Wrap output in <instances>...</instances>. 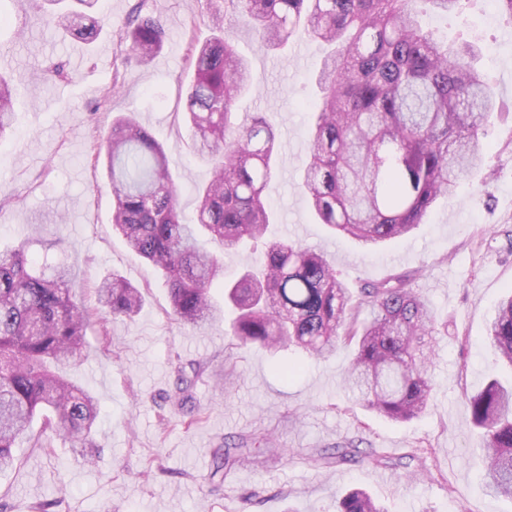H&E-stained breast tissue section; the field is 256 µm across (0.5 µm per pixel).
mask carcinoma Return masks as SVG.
Here are the masks:
<instances>
[{
    "label": "carcinoma",
    "instance_id": "cac0c4a2",
    "mask_svg": "<svg viewBox=\"0 0 512 512\" xmlns=\"http://www.w3.org/2000/svg\"><path fill=\"white\" fill-rule=\"evenodd\" d=\"M266 48H285L304 34L328 48L318 72L320 91L300 188L311 213L331 228L374 249L398 241L463 178L482 166L490 115L503 111L466 43L425 28L426 11L448 14L462 0H229ZM210 38L195 47L186 118L197 154L211 163L198 189L196 222L178 211V187L163 144L131 116L112 122L104 149L112 181V226L128 247L164 277L174 320L215 322L222 310L212 288H224L235 317L231 336L242 346H296L324 357L355 343L345 382L367 408L394 422L421 417L435 381L430 360L439 320L429 303L397 276L361 288V299L336 277L324 253L298 241L266 242L261 269L224 278L222 255L265 236L273 214L266 189L275 170L277 135L254 114L240 121L236 104L251 74L229 33L224 13L207 12ZM55 27L87 43L104 20L84 11L54 17ZM166 30L132 11L125 34L138 63L163 47ZM13 90L0 76V138L13 125ZM31 238L0 251V471L18 460L17 440L37 412L51 410L53 437L95 445L97 408L85 387L62 369L84 351L89 323L70 288L69 266L36 267ZM97 301L114 318L141 308L139 288L120 276L103 279ZM370 306L371 317L359 307ZM486 341L512 367V288L487 326ZM470 422L482 440L478 459L490 492L512 499V385L496 376L467 396ZM263 436L226 441L214 450L209 480L267 449ZM389 466L388 458L353 444L327 459ZM336 512H384L366 492L352 489Z\"/></svg>",
    "mask_w": 512,
    "mask_h": 512
}]
</instances>
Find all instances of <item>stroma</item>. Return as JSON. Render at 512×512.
<instances>
[{"mask_svg":"<svg viewBox=\"0 0 512 512\" xmlns=\"http://www.w3.org/2000/svg\"><path fill=\"white\" fill-rule=\"evenodd\" d=\"M486 0L458 13L427 17L449 39L474 41L482 69L505 113L489 120L485 164L440 199L410 236L372 251L311 217L300 192L302 164L325 48L307 38L283 49L261 47L228 0L220 8L238 52L250 62L251 92L240 116L264 110L280 135L268 193L277 211L268 238L299 239L323 251L348 287L412 276L447 334L431 369L436 389L423 417L397 423L359 405L342 383L349 353L313 359L292 348H239L223 324L204 328L170 319L160 273L112 230V190L97 160L117 115L134 116L163 143L178 184L180 214L194 223L197 189L208 164L193 149L185 118L196 41L206 39L203 0H98L103 33L93 44L61 38L44 0H8L0 28V70L14 88L17 123L0 140V248L30 225L47 228L36 260L70 258V286L90 311L84 358L66 375L88 388L99 408L96 466L55 438L40 442L36 417L17 443L18 464L0 472V512H336L347 489H365L386 512H512V501L482 490L467 394L490 376L512 379L488 347L486 325L512 286V16ZM161 20L162 50L147 64L126 62L121 34L133 8ZM116 274L140 288L145 303L130 319L106 317L94 289ZM300 374L284 379L285 363ZM200 364L187 404L178 377ZM265 433L276 446L262 463H244L210 483L211 452L225 439ZM352 441L398 459L419 452L430 477L361 463L325 467L311 452Z\"/></svg>","mask_w":512,"mask_h":512,"instance_id":"35a3bbf8","label":"stroma"}]
</instances>
